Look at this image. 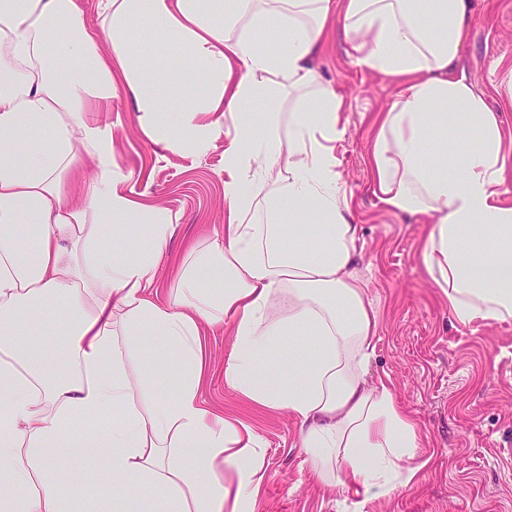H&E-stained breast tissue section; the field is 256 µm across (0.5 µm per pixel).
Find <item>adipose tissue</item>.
Listing matches in <instances>:
<instances>
[{
    "mask_svg": "<svg viewBox=\"0 0 512 512\" xmlns=\"http://www.w3.org/2000/svg\"><path fill=\"white\" fill-rule=\"evenodd\" d=\"M0 0V512H87L65 458L101 459L113 512H254L265 448L201 397V324L232 327L224 378L285 411L317 477L368 500L406 488L418 433L386 383L369 385L377 320L356 269L361 227L338 167L344 100L312 61L336 16L361 69L396 82L374 120L371 190L430 230L422 262L453 323L512 319V152L463 61L473 0ZM288 116L270 111L279 89ZM128 90L154 142H224V234L190 248L168 303L153 300L174 226L133 198L112 139L89 119ZM183 101L178 125L166 105ZM444 104L441 112L432 111ZM454 124L451 142L433 128ZM146 225L150 245L116 251ZM66 325L65 357L36 316ZM175 349L172 398L151 382ZM306 355L280 364L275 349ZM112 421L102 438L82 421Z\"/></svg>",
    "mask_w": 512,
    "mask_h": 512,
    "instance_id": "ef3b65f1",
    "label": "adipose tissue"
}]
</instances>
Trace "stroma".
<instances>
[{
    "mask_svg": "<svg viewBox=\"0 0 512 512\" xmlns=\"http://www.w3.org/2000/svg\"><path fill=\"white\" fill-rule=\"evenodd\" d=\"M474 2L463 53L472 80L498 110L512 86V0ZM347 49L341 26L331 24L313 65L345 102L340 174L354 194L355 221L363 229L358 268L377 317L367 378L391 385L420 429L412 482L368 500L363 512H512V459L500 453L512 444V321L476 329L453 325L448 299L421 261L427 225L390 213L369 191L373 122L396 90L391 79L356 67ZM90 118L111 136L114 163L130 176L127 191L146 195L172 219L175 234L161 270L167 290L186 248L224 232V143L200 154L153 143L122 92ZM143 171L148 179H140ZM166 290L159 301H167ZM200 336L211 365L205 399L250 425L265 443L255 512H348L345 493L320 481L298 448L297 421L249 404L225 382L229 325H202ZM66 465L95 484L93 512H112L101 460L77 453Z\"/></svg>",
    "mask_w": 512,
    "mask_h": 512,
    "instance_id": "1",
    "label": "stroma"
}]
</instances>
